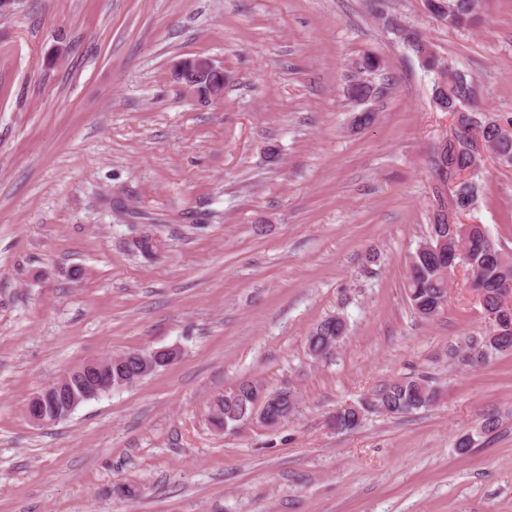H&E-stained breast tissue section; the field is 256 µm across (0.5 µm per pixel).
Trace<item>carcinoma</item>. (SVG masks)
<instances>
[{
	"mask_svg": "<svg viewBox=\"0 0 512 512\" xmlns=\"http://www.w3.org/2000/svg\"><path fill=\"white\" fill-rule=\"evenodd\" d=\"M430 11L435 19L456 29L470 28L478 14V0H428ZM388 25L397 33L398 38L411 50L429 72L435 74L433 98L435 104L445 112L458 114L457 123L452 137L446 142L442 163L447 173L466 172L476 165L470 142L473 135L480 136L489 150L498 153L512 154V134L494 122L473 124L465 113L473 99V85L467 74L446 65L422 39L417 30L394 21ZM381 65L374 54L365 55L357 63L356 74L350 79L345 89V96L350 103L357 106L365 104L373 97L383 94L387 89L382 82ZM198 96L208 99L213 93L224 89V73L211 70L195 79ZM469 238L470 255L458 254L468 263L472 285L480 291L483 307L487 315L492 317L489 335L485 336L481 355L491 352L512 350V330L508 325H499L497 317L502 311L512 316V308L504 307V299L512 295V253L506 254L490 240L483 226L479 224H448V215L437 211L433 216V224L423 244L433 246L441 240L447 241L448 252L458 249L464 238ZM448 269L443 266L440 258L433 252L416 249L411 255L406 277L407 296L414 311L422 318L430 319L437 315L446 302L448 293ZM345 320L334 323L324 319L319 322L307 338V348L316 357L323 358L330 354L331 345L328 341L335 336L346 334ZM122 367L112 366L113 374L120 375L134 383L145 378L140 372V364L130 359V353L120 355ZM262 387L256 383H241L233 389L217 396L211 403V423L226 429L236 428L240 424L255 417ZM286 398L281 408L276 410L280 420L285 421L292 416L297 408L296 395L286 389ZM434 390L428 377H417L396 380L384 385L373 395L368 405H349L336 410L333 422L336 429L349 431L361 423V414L366 407L376 405L385 409L392 416L403 415L432 405Z\"/></svg>",
	"mask_w": 512,
	"mask_h": 512,
	"instance_id": "cac0c4a2",
	"label": "carcinoma"
}]
</instances>
